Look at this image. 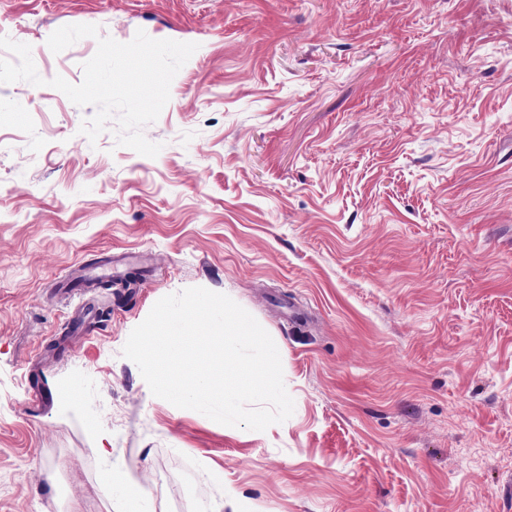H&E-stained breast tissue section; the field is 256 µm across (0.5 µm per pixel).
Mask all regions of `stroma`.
<instances>
[{
	"mask_svg": "<svg viewBox=\"0 0 512 512\" xmlns=\"http://www.w3.org/2000/svg\"><path fill=\"white\" fill-rule=\"evenodd\" d=\"M76 24L196 43L156 157L49 87L97 50L49 49ZM0 31L44 80L0 84V512H126L111 468L152 512H512V0H0ZM189 287L270 334L286 421L123 357Z\"/></svg>",
	"mask_w": 512,
	"mask_h": 512,
	"instance_id": "35a3bbf8",
	"label": "stroma"
}]
</instances>
